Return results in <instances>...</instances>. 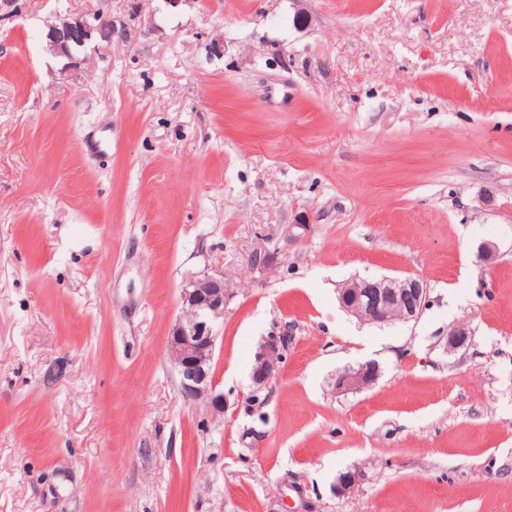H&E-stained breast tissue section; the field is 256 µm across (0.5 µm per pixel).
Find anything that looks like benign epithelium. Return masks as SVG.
I'll return each instance as SVG.
<instances>
[{
  "instance_id": "7a95c632",
  "label": "benign epithelium",
  "mask_w": 512,
  "mask_h": 512,
  "mask_svg": "<svg viewBox=\"0 0 512 512\" xmlns=\"http://www.w3.org/2000/svg\"><path fill=\"white\" fill-rule=\"evenodd\" d=\"M112 20L99 12L67 15L48 26L46 40L53 53L74 59L72 45L85 46L97 40L112 44ZM235 283L222 274H204L190 279L182 288V311L167 337L170 362L179 376L181 393L191 400L206 402L215 415L224 413V394L216 391L213 365L217 341L216 325L224 318L235 297ZM427 288L423 281L406 277L359 278L340 289L339 301L360 321L388 324L396 319L416 320L425 309ZM471 332L455 326L448 334L446 350L467 346ZM284 348L283 337L270 336L257 353L251 379L262 386L279 369ZM380 375L376 362H367L336 378V391L350 392L372 385Z\"/></svg>"
}]
</instances>
